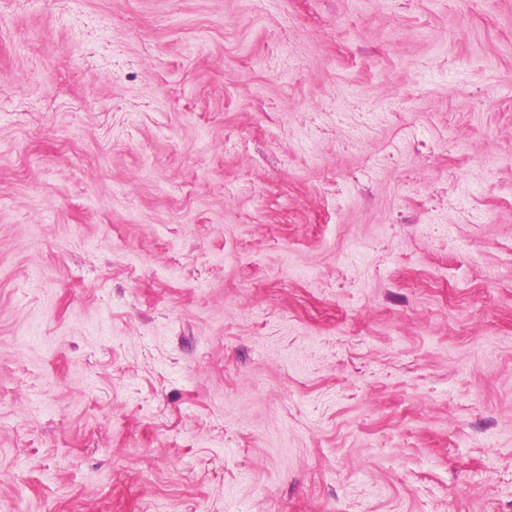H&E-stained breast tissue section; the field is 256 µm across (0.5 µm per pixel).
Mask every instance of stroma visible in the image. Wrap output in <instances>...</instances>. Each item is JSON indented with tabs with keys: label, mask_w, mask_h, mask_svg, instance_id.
I'll return each instance as SVG.
<instances>
[{
	"label": "stroma",
	"mask_w": 512,
	"mask_h": 512,
	"mask_svg": "<svg viewBox=\"0 0 512 512\" xmlns=\"http://www.w3.org/2000/svg\"><path fill=\"white\" fill-rule=\"evenodd\" d=\"M0 512H512V0H0Z\"/></svg>",
	"instance_id": "1"
}]
</instances>
